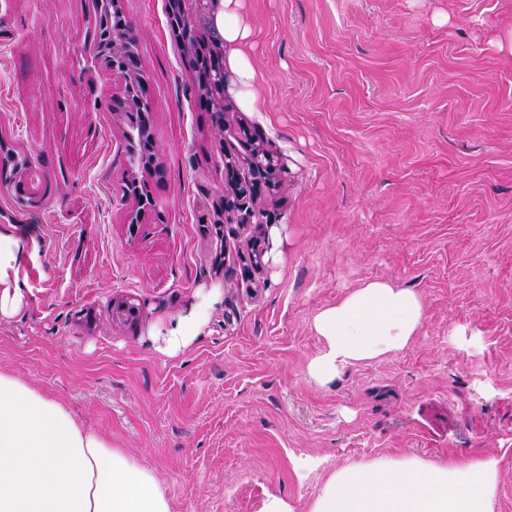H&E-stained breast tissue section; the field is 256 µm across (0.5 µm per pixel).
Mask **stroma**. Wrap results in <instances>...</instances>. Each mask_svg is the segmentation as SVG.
Returning <instances> with one entry per match:
<instances>
[{"label": "stroma", "mask_w": 512, "mask_h": 512, "mask_svg": "<svg viewBox=\"0 0 512 512\" xmlns=\"http://www.w3.org/2000/svg\"><path fill=\"white\" fill-rule=\"evenodd\" d=\"M159 176L131 171L125 82L94 0H0V227L32 235L0 369L150 468L171 512H312L354 463L494 460L512 512V0H245L268 109L202 103L169 0H119ZM285 159L254 224L224 219L244 133ZM152 201H123L128 181ZM42 196L41 206L28 204ZM278 254L246 275L259 231ZM385 280L419 293L404 351L317 384L314 317ZM191 348L153 337L201 288ZM139 306L112 317L113 301Z\"/></svg>", "instance_id": "1"}]
</instances>
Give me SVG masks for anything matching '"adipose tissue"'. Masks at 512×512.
<instances>
[{
    "instance_id": "1",
    "label": "adipose tissue",
    "mask_w": 512,
    "mask_h": 512,
    "mask_svg": "<svg viewBox=\"0 0 512 512\" xmlns=\"http://www.w3.org/2000/svg\"><path fill=\"white\" fill-rule=\"evenodd\" d=\"M214 26L224 42L230 90L247 111L259 112L254 36L243 0H219ZM28 243L0 230V320L25 302ZM213 297L198 294L192 309L170 320L154 339L173 356L198 338ZM425 314L421 296L384 280L369 282L321 310L314 328L325 341L309 364L325 383L346 368L406 349ZM492 464L381 462L337 472L313 512H492ZM0 512H170L154 473L103 435L87 429L69 408L0 370Z\"/></svg>"
}]
</instances>
